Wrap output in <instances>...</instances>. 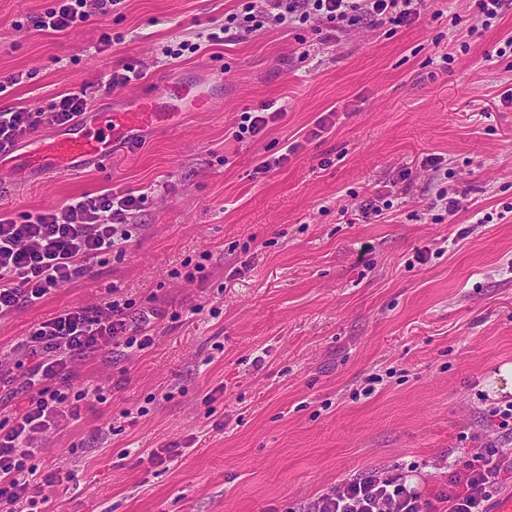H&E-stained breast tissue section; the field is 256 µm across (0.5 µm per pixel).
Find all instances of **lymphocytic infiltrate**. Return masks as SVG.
<instances>
[{
	"instance_id": "f902f5d3",
	"label": "lymphocytic infiltrate",
	"mask_w": 512,
	"mask_h": 512,
	"mask_svg": "<svg viewBox=\"0 0 512 512\" xmlns=\"http://www.w3.org/2000/svg\"><path fill=\"white\" fill-rule=\"evenodd\" d=\"M122 0H56L40 16L38 29L64 32L108 15ZM427 0H252L242 18L212 25L210 40L241 38L257 13L286 26L314 19L341 31L361 24L400 27L417 21ZM82 93L60 95L53 111L0 110V156L11 154L21 138L42 125L63 126L84 114ZM144 195L104 192L83 195L60 207L26 214L22 221L0 218V317L35 304L56 288L84 276L100 255L125 251L132 239L128 223ZM158 307L134 309L113 288L100 303L77 307L41 322L12 353L0 357V405L14 396L25 407L0 417V512H41L46 489H60L71 472H38L33 460L57 431L78 419L87 393L74 389L78 361L112 349L145 350L155 341ZM512 458L474 447L455 463L448 482L423 495L400 469H372L300 503L296 512H489Z\"/></svg>"
}]
</instances>
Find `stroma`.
<instances>
[{
	"mask_svg": "<svg viewBox=\"0 0 512 512\" xmlns=\"http://www.w3.org/2000/svg\"><path fill=\"white\" fill-rule=\"evenodd\" d=\"M245 2L122 0L50 33L35 21L55 0H0V82L18 79L0 109L46 112L77 89L120 109L171 75L209 96L107 164L0 174V217L17 221L149 195L123 256L0 318V356L114 287L169 313L150 348L79 363L75 386L101 394L35 459L74 474L44 512L282 510L398 463L430 495L435 462L461 460L470 436L512 455L489 417L512 403L493 386L512 363V0L487 27L473 0H428L409 25L335 41L311 22L208 41ZM128 66L142 79L106 91ZM270 103L284 116L237 139ZM441 189L456 215L432 207ZM174 442L180 456L146 462Z\"/></svg>",
	"mask_w": 512,
	"mask_h": 512,
	"instance_id": "1",
	"label": "stroma"
}]
</instances>
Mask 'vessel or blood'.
Wrapping results in <instances>:
<instances>
[{
  "instance_id": "b4317fda",
  "label": "vessel or blood",
  "mask_w": 512,
  "mask_h": 512,
  "mask_svg": "<svg viewBox=\"0 0 512 512\" xmlns=\"http://www.w3.org/2000/svg\"><path fill=\"white\" fill-rule=\"evenodd\" d=\"M206 104V96H189L185 83L172 76L160 91L141 96L134 107L121 112L85 113L56 136L34 140L29 150L5 160L4 165L61 174L84 159L101 163L111 158L114 145L131 143L140 128L168 125L172 116L201 111Z\"/></svg>"
}]
</instances>
